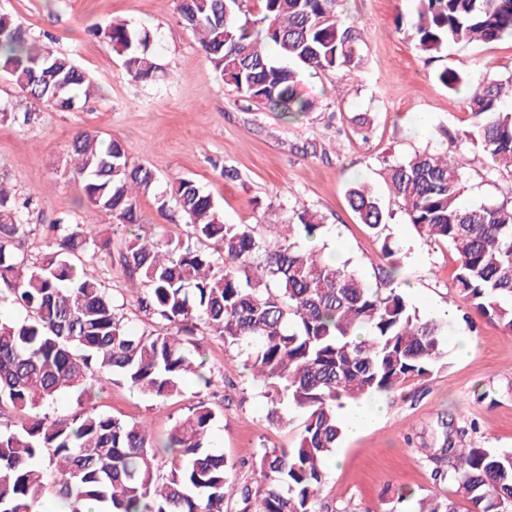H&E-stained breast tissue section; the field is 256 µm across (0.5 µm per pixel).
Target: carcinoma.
Listing matches in <instances>:
<instances>
[{
  "label": "carcinoma",
  "mask_w": 512,
  "mask_h": 512,
  "mask_svg": "<svg viewBox=\"0 0 512 512\" xmlns=\"http://www.w3.org/2000/svg\"><path fill=\"white\" fill-rule=\"evenodd\" d=\"M245 0H179L184 26L218 77L246 102L288 115L315 109L300 89L296 66L314 71L356 67L364 28L348 23L337 0H263L262 14L238 21ZM412 28L419 49L489 43L512 37V0H417ZM135 82L158 71L148 32L120 20L98 27ZM275 48L271 57L269 48ZM0 71L28 100L71 112L78 96L97 91L73 59L41 42L18 18L0 12ZM441 85L467 90V118L454 135L452 157L428 149L385 167L386 184L421 236L457 256L454 285L472 312L512 333V201L465 207L461 169L471 148L512 174V78L471 81L444 68ZM83 199L112 223L130 229L119 261L138 311L161 330H138L86 259L112 255L111 240L66 214L51 225L39 259L19 250L39 197L10 193L0 180V299L19 309L0 313V408L24 414L0 429V512H42L52 496L59 512H225L237 494L251 512H317L323 465L344 433L338 409L390 392L444 365L445 319L420 318L397 283L399 249L383 240V283L373 287L345 263L304 242L324 227L316 212L297 214L288 237H258L247 224H227L196 183L176 176L160 183L130 161L118 139L81 129L63 159ZM153 195L186 218L183 235H142L138 202ZM348 202L359 221L383 234L392 218L371 190L356 184ZM203 325L251 361L270 392L288 393L306 415L297 445L265 448L255 459L263 482L233 484L210 435L217 411L204 401L188 408L163 440L141 421L86 406L95 382L108 377L165 400L182 393L187 375L210 387L206 361L191 336ZM62 392L83 410L49 419L41 409ZM170 460L162 473L158 458ZM435 476L446 496L417 500V512H512V452L437 449Z\"/></svg>",
  "instance_id": "obj_1"
}]
</instances>
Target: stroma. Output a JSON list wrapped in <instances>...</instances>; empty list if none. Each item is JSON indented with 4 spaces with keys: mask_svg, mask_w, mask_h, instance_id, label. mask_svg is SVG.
I'll return each mask as SVG.
<instances>
[{
    "mask_svg": "<svg viewBox=\"0 0 512 512\" xmlns=\"http://www.w3.org/2000/svg\"><path fill=\"white\" fill-rule=\"evenodd\" d=\"M178 0H0V11L15 14L55 50L70 55L98 83L97 97L72 112L27 105L6 74H0V102L29 112L28 123L0 117V180L19 195L40 193L24 242L38 258L56 215L69 213L112 238V256H98L89 268L107 291L125 304L136 325L145 319L128 295L127 277L117 254L126 236L105 214L80 199L81 187L62 159L77 130L96 129L126 143L132 161L161 177L194 179L211 194L229 224L296 223L301 211L318 212L325 228L318 245L338 249L341 258L370 284H377L383 237L400 248L398 281L421 318L450 311L443 368L409 379L388 394L345 405L344 413L381 403L384 415L365 434L344 436L334 449L336 466H325L319 501L327 512H413L399 503L397 488L416 496L442 495L448 482L433 476L430 456L441 447L446 428L463 431L465 447L512 451V334L484 318L468 320L453 282L455 256L447 245L419 237L383 179L386 164L431 147L452 151L445 130L461 125L466 106L461 93L442 87L440 70L450 67L473 79L512 77V39L448 47L428 58L408 24L416 0H339L351 21L364 24L361 64L338 72L302 71V89L316 108L292 120L241 100L220 80L177 10ZM121 19L148 28L155 37L160 69L153 81L135 83L121 57L91 27ZM428 113L425 133L412 135L420 113ZM368 117L360 125V117ZM235 170L232 178L221 166ZM462 200L471 207L512 199V174L494 169L479 152L468 155L462 171ZM366 183L393 213L384 236L360 224L347 191ZM213 380L202 388L187 377L180 397H144L128 386L104 383L93 400L97 411L147 422L162 438L198 399L217 407L213 444L233 465L237 485L257 487L251 467L262 449L292 448L305 416L289 411L286 424L269 418L265 386L228 352L223 339L199 328L195 335Z\"/></svg>",
    "mask_w": 512,
    "mask_h": 512,
    "instance_id": "stroma-1",
    "label": "stroma"
}]
</instances>
